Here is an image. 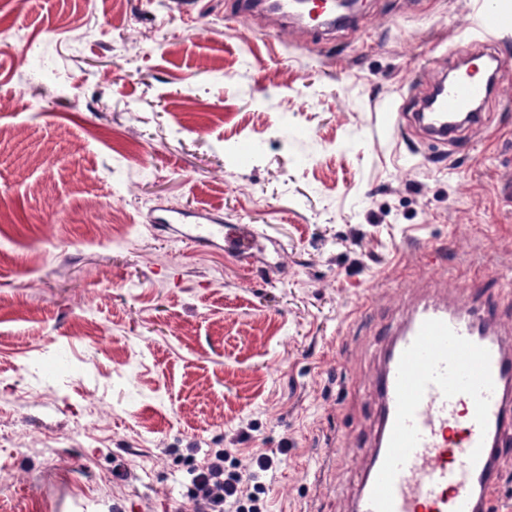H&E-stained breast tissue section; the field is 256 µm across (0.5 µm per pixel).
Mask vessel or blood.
<instances>
[{
    "label": "vessel or blood",
    "mask_w": 512,
    "mask_h": 512,
    "mask_svg": "<svg viewBox=\"0 0 512 512\" xmlns=\"http://www.w3.org/2000/svg\"><path fill=\"white\" fill-rule=\"evenodd\" d=\"M476 26L492 35L478 56L492 61L431 87L406 123L439 156L462 145L464 125L486 119L482 107L512 88L503 37L512 34V0H479ZM201 244L223 241L249 259L264 250L254 224L199 218ZM498 299L468 288L430 298L401 317L382 351L372 384L379 423L352 512H500L503 472L512 464V330Z\"/></svg>",
    "instance_id": "b4317fda"
}]
</instances>
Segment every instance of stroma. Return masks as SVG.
Returning <instances> with one entry per match:
<instances>
[{
	"label": "stroma",
	"instance_id": "35a3bbf8",
	"mask_svg": "<svg viewBox=\"0 0 512 512\" xmlns=\"http://www.w3.org/2000/svg\"><path fill=\"white\" fill-rule=\"evenodd\" d=\"M233 2L0 0V512H191L218 449L281 455L266 512H347L392 323L433 277L512 288V104L443 160L380 121L472 53L473 0L321 37ZM196 224L202 232L195 236L201 244H213L217 240L224 241V251L241 259H249L265 251L264 240L257 225L254 224H222V219L210 215H200Z\"/></svg>",
	"mask_w": 512,
	"mask_h": 512
}]
</instances>
